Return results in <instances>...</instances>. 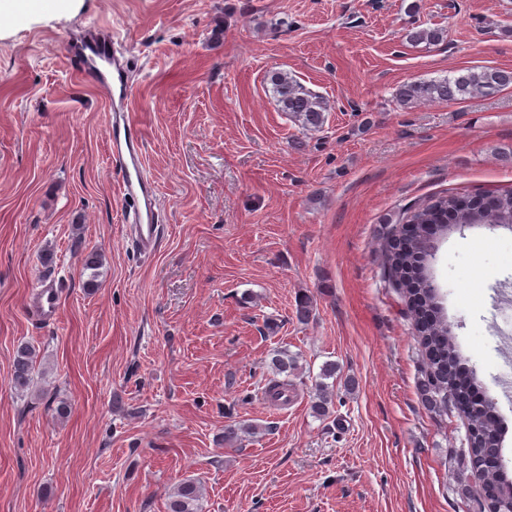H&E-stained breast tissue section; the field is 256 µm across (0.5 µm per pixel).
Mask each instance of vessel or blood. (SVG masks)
<instances>
[{"label":"vessel or blood","mask_w":512,"mask_h":512,"mask_svg":"<svg viewBox=\"0 0 512 512\" xmlns=\"http://www.w3.org/2000/svg\"><path fill=\"white\" fill-rule=\"evenodd\" d=\"M115 34H94L77 48L79 73L95 76L105 87L115 86L114 107L107 116L110 162L119 176V193L126 210L123 221L134 235L137 247L151 251L159 235L157 194L146 173L143 144L137 126L128 112L131 87L125 82L126 67L112 50ZM60 308V291L56 285L41 283L34 299V309L43 322L56 319Z\"/></svg>","instance_id":"b4317fda"}]
</instances>
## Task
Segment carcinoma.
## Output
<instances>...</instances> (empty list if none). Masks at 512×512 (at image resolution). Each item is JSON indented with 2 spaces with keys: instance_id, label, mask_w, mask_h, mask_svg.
I'll use <instances>...</instances> for the list:
<instances>
[{
  "instance_id": "1",
  "label": "carcinoma",
  "mask_w": 512,
  "mask_h": 512,
  "mask_svg": "<svg viewBox=\"0 0 512 512\" xmlns=\"http://www.w3.org/2000/svg\"><path fill=\"white\" fill-rule=\"evenodd\" d=\"M409 39L430 44L443 39V32L431 28H414ZM270 82L282 110L307 130L317 131L325 123L327 104L324 98L304 89L285 72H275ZM512 85V71L483 67L456 75L402 84L396 92L403 105L422 102H454L477 94L490 93ZM440 224H512V190L503 192L448 191L429 196L404 208L395 221L386 224L382 267L385 278L404 298L406 311L413 320L424 362L418 394L430 412L443 414L451 409L460 413L468 424L467 441L472 467L483 466L485 491L506 479L498 472L500 453L498 414L484 399L470 390L477 385L471 374L461 370L463 356L448 330V321L438 301V289L424 269L423 248L433 228ZM104 255L93 250L83 259L91 271L86 286H98L99 269ZM36 351L24 345L17 349L13 362L12 382L24 390L29 387ZM296 361L280 351L271 359L273 375H288ZM313 413L325 417L331 413L333 394L322 382L316 384ZM202 498L198 482L187 480L169 494L167 512H200Z\"/></svg>"
}]
</instances>
